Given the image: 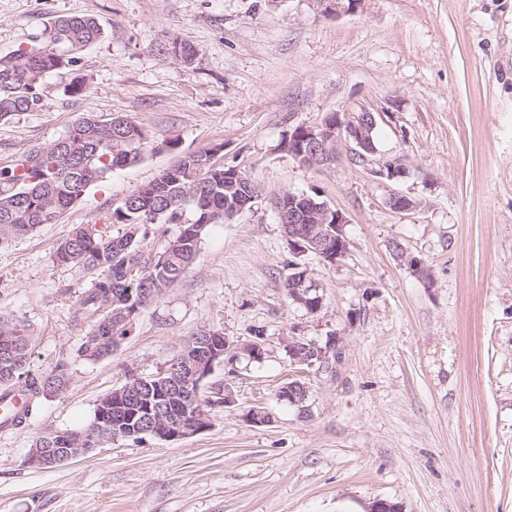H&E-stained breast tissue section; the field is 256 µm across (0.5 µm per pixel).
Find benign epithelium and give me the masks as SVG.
Listing matches in <instances>:
<instances>
[{
  "label": "benign epithelium",
  "instance_id": "benign-epithelium-1",
  "mask_svg": "<svg viewBox=\"0 0 512 512\" xmlns=\"http://www.w3.org/2000/svg\"><path fill=\"white\" fill-rule=\"evenodd\" d=\"M329 13L353 12L362 0H318ZM387 116L385 112L364 111L351 121L329 118L314 126L301 125L296 132L288 135V139L297 144L295 158L314 156L318 162H310L308 166H325L334 161L338 142L345 140L352 144L353 158L363 162L373 161L376 176L389 181L400 180L409 174L408 167L401 156H385L378 154L372 139V132L377 122ZM239 183L245 190V196L230 205L237 214L246 210L250 198L255 195L253 183L240 176ZM308 194L292 193L288 210L277 205L275 212L281 221L297 223L299 217L306 218L310 223L306 233L299 232L288 236V244L293 255L297 257L314 253L319 257L336 262L346 252L347 243L343 234L346 223L342 213L333 211L328 205L313 206L307 202ZM291 270L298 272L292 279V287L288 298L304 307L309 313L315 314L323 307L322 297L312 296L318 290L310 280L307 270L298 262L291 263ZM190 341L203 345L197 354L189 373L177 380L166 378L167 370L155 375L136 376L132 383L123 389L125 397L135 404L134 416L139 418L138 426L146 427L144 434L153 439L175 442L198 434L211 426L209 413L204 411L199 419L192 421V427L186 431L174 430L160 419L158 409L162 403L176 402L185 407L195 402L201 392L205 380L214 368L224 362L225 355L230 352L232 343L220 332L211 331L207 336H192ZM286 352L291 364L300 368V372L325 362L327 349L308 341L303 336H290L286 344ZM278 398L293 405H301L308 398V386L299 379L289 382L278 392ZM105 442L103 438L93 435L78 441L77 448H32L28 451L23 464L32 468H43L58 465L95 451Z\"/></svg>",
  "mask_w": 512,
  "mask_h": 512
}]
</instances>
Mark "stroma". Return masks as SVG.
<instances>
[{"label": "stroma", "instance_id": "1", "mask_svg": "<svg viewBox=\"0 0 512 512\" xmlns=\"http://www.w3.org/2000/svg\"><path fill=\"white\" fill-rule=\"evenodd\" d=\"M95 17L81 52L86 88L48 76L42 110L0 121V168L77 120L140 125L142 159L92 184L55 224L0 244V317L33 337L29 374L69 360L71 380L24 427L0 431V512H512V0H0V56L42 43L59 16ZM192 45L193 63L169 51ZM391 112L379 153L390 182L352 158L307 167L284 149L330 114ZM217 148L264 196L210 225L195 263L139 310L112 357L75 350L88 277L56 262L73 225L101 223L177 158ZM317 195L346 218L344 256L299 258L323 298L308 313L282 280L294 258L270 197ZM413 200L406 212L387 201ZM211 329L234 342L208 385L236 400L178 442L119 440L68 463L28 468L40 432L77 428L128 372L156 374ZM335 342L338 357L297 372L285 345ZM262 339L263 360L244 344ZM302 379L304 408L278 400ZM262 407L265 425L243 421Z\"/></svg>", "mask_w": 512, "mask_h": 512}]
</instances>
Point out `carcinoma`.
<instances>
[{
    "mask_svg": "<svg viewBox=\"0 0 512 512\" xmlns=\"http://www.w3.org/2000/svg\"><path fill=\"white\" fill-rule=\"evenodd\" d=\"M102 36L95 18L62 16L43 43L0 56V120L40 110L45 77L74 71L78 54ZM146 145L142 128L124 117H85L69 128L67 140L42 147L40 164H29L25 154L0 168V243L57 223L92 183L138 161ZM234 171L216 163L209 149L187 153L113 209L108 222L78 224L58 244L57 263L92 274L76 300L75 321L88 325L76 349L79 358L95 361L112 355L130 333L139 309L181 280L209 225L229 218L224 207L240 191ZM113 224L121 225L115 235L109 231ZM157 224H173L176 233L162 251L153 253L144 243ZM0 343L12 345L11 362L0 356V402L17 393L25 396L23 411L12 420L16 428L43 399L67 386L70 373L68 363L60 360L41 378H29L32 336L19 322L0 319ZM47 444L70 448L72 433L50 430L39 439L40 447Z\"/></svg>",
    "mask_w": 512,
    "mask_h": 512,
    "instance_id": "carcinoma-1",
    "label": "carcinoma"
}]
</instances>
